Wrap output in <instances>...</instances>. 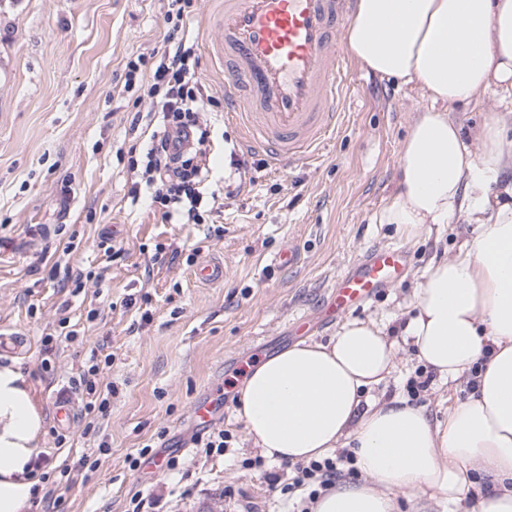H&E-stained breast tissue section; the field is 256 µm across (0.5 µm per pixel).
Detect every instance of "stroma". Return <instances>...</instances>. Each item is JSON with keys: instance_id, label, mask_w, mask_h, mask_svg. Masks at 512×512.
Listing matches in <instances>:
<instances>
[{"instance_id": "1", "label": "stroma", "mask_w": 512, "mask_h": 512, "mask_svg": "<svg viewBox=\"0 0 512 512\" xmlns=\"http://www.w3.org/2000/svg\"><path fill=\"white\" fill-rule=\"evenodd\" d=\"M168 8L169 0H0V327L28 341L23 354L0 355V365L21 370L44 417L39 452L72 467L82 458L97 464L69 488L51 475L47 487L62 496L65 512H127L138 491L153 497L157 512H282L270 478L285 476L286 467L242 466L260 450L240 416L238 389L224 387L225 367L293 346L290 325L301 316L316 324L313 341L328 342L339 327L322 315L328 292L374 247L407 248L411 267L349 317L398 335L426 266L455 252L476 227L435 224L409 245L395 225L378 223L397 188L401 143L427 101L416 83L359 65L347 78L342 130L317 160L238 173L230 152L242 146L240 128L223 113L203 112L200 121L213 129L209 166L223 186L219 210L198 226L162 222L145 205L129 209L135 174L128 160L155 124L147 105L125 91L124 69L128 59L163 48ZM212 8V0H199L185 36L198 47L202 83L220 97L224 75L206 50ZM210 224L223 226L221 236L206 237ZM289 245L298 264L272 265ZM115 246L120 254L110 255ZM159 246L167 255L151 263ZM195 246L198 262L223 263V282L192 281L183 253ZM67 267L90 276L79 295L59 286ZM128 297L135 307L123 306ZM93 309L99 317L91 322ZM48 334L56 340L49 351L42 343ZM101 348L112 354L104 379L115 388L99 418L104 454L82 436L87 395L78 384ZM417 366L410 344L400 342L395 371L364 403L407 396ZM61 391L74 400L75 416L59 446L53 431ZM469 392L435 375L413 403L438 420ZM207 396L225 408L205 428L195 425L192 409ZM213 428L230 432L227 451L196 452L193 437ZM147 444L160 469H130L128 457Z\"/></svg>"}]
</instances>
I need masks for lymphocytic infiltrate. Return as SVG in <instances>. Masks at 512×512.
Here are the masks:
<instances>
[{"instance_id":"lymphocytic-infiltrate-1","label":"lymphocytic infiltrate","mask_w":512,"mask_h":512,"mask_svg":"<svg viewBox=\"0 0 512 512\" xmlns=\"http://www.w3.org/2000/svg\"><path fill=\"white\" fill-rule=\"evenodd\" d=\"M196 9V0H170L165 22L171 30L164 49L151 58L129 59L124 87L137 89L148 109L161 118V128L144 148L139 160V180L129 193L131 205L148 199L163 222L202 223L217 199L210 191L206 166L211 131L199 113L219 107L198 77L200 58L193 42L182 31ZM341 456L300 463L291 480L282 482L281 495H298L311 503L321 490L340 477Z\"/></svg>"}]
</instances>
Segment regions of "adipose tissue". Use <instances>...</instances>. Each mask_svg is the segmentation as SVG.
<instances>
[{"instance_id":"obj_1","label":"adipose tissue","mask_w":512,"mask_h":512,"mask_svg":"<svg viewBox=\"0 0 512 512\" xmlns=\"http://www.w3.org/2000/svg\"><path fill=\"white\" fill-rule=\"evenodd\" d=\"M346 38L362 67L416 82L431 102L401 144L380 223L409 243L458 217L478 229L428 266L403 327L419 362L472 392L438 423L404 399L362 407L394 369L398 344L377 323L351 320L328 343L256 364L240 413L276 461L354 451L363 482L323 492L311 512H399L401 496L512 512V184L502 182L512 173V0H357ZM490 94L499 108L489 121L467 129L452 116ZM42 426L24 375L0 367V512L31 505Z\"/></svg>"}]
</instances>
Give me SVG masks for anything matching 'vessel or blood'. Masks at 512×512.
<instances>
[{"label": "vessel or blood", "mask_w": 512, "mask_h": 512, "mask_svg": "<svg viewBox=\"0 0 512 512\" xmlns=\"http://www.w3.org/2000/svg\"><path fill=\"white\" fill-rule=\"evenodd\" d=\"M352 0H223L207 17L210 56L224 69L227 121L271 168L312 158L342 123L351 59L336 32ZM403 250L375 248L337 277L329 310L348 314L395 284Z\"/></svg>", "instance_id": "1"}]
</instances>
